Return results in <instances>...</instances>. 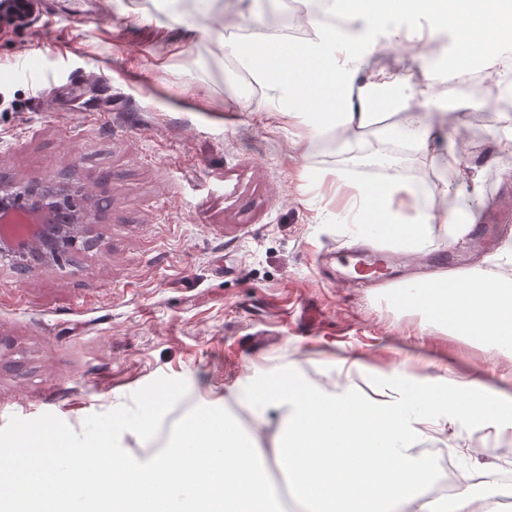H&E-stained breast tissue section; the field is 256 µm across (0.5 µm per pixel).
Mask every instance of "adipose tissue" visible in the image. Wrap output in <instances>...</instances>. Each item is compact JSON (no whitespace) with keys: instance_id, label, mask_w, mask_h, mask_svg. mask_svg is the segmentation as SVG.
I'll return each instance as SVG.
<instances>
[{"instance_id":"obj_1","label":"adipose tissue","mask_w":512,"mask_h":512,"mask_svg":"<svg viewBox=\"0 0 512 512\" xmlns=\"http://www.w3.org/2000/svg\"><path fill=\"white\" fill-rule=\"evenodd\" d=\"M323 14L315 21V37L296 51L256 41L239 52L285 99V108L273 116L308 119L315 127L336 125L351 130L366 124L379 83L361 81L360 74L373 49L372 35L384 28L391 41L430 38L435 28L409 29L400 17L413 13L417 0H306ZM464 11L453 13L455 46L449 53V70L466 72L484 64L500 67L508 82L496 93L512 99V49L487 53L484 40L465 30L467 15L479 13L503 32L512 20L501 16L489 0H465ZM453 206L438 212L437 199ZM478 197L462 200L450 183L434 194L416 185L393 181L362 184L358 210L362 235H377L411 251L432 225H442L451 239L464 238L479 215ZM407 305L473 340L498 350H512V283L480 272L463 281L440 275L422 288L405 287ZM233 397L250 410L276 406L279 422L268 443L241 433L228 416H196L172 435L170 448L151 461L147 476L111 460L107 451L93 456L76 452L77 467L61 469L51 454L1 465L0 476L17 496L33 486L50 487L78 480L86 467H94L112 492L125 502L148 507L150 512H170L166 492L179 488L186 497L200 498L205 512H282L258 471L266 462L296 474L314 471L309 483L294 484L304 512H477L471 485H464L453 501L423 499L417 487L431 472L430 462L415 450L428 433L446 431L458 417L494 419L499 429L512 430V394L447 374H427L414 379L390 378L370 394L346 389L329 393L305 382L296 369L283 373L279 384L257 386ZM219 445L224 466L253 473L252 482L229 485L209 474L205 452ZM364 455L381 464L380 480L358 471L353 461Z\"/></svg>"}]
</instances>
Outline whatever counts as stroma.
I'll return each instance as SVG.
<instances>
[{
  "label": "stroma",
  "mask_w": 512,
  "mask_h": 512,
  "mask_svg": "<svg viewBox=\"0 0 512 512\" xmlns=\"http://www.w3.org/2000/svg\"><path fill=\"white\" fill-rule=\"evenodd\" d=\"M370 69L412 78L452 139L476 108L453 77L431 83V60L398 54L377 32ZM292 39L263 15L226 0H39L25 23H0V182H79L105 207L96 247L62 267L22 275L0 263V459L30 449L87 445L113 429L116 457L140 463L167 449L199 414H221L224 394L275 382L296 365L326 391L371 390L400 371L425 374L415 351L462 375L512 377V352L435 329L407 308L397 282L333 286L340 264L322 253L355 247L350 209L357 182L384 183L362 156L404 145L401 123L341 139L287 120L261 122L273 94L236 46ZM487 137L468 150V175L406 145L416 184L441 180L490 201L512 180V154L496 132L512 113H491ZM348 172L353 181L336 180ZM356 355L361 373H348ZM153 412L154 440L131 424ZM445 447L457 469L512 476V436L460 418Z\"/></svg>",
  "instance_id": "1"
}]
</instances>
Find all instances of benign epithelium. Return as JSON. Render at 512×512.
Returning <instances> with one entry per match:
<instances>
[{"instance_id": "7a95c632", "label": "benign epithelium", "mask_w": 512, "mask_h": 512, "mask_svg": "<svg viewBox=\"0 0 512 512\" xmlns=\"http://www.w3.org/2000/svg\"><path fill=\"white\" fill-rule=\"evenodd\" d=\"M73 191L67 184H51L38 188L0 185V211L29 209L41 213L45 222L22 236L19 226L0 232V262L5 260L16 267L32 271L40 267L63 266L62 257L73 238H87L94 232L95 209L93 205L69 214L65 223L56 222L63 210L61 203L72 198Z\"/></svg>"}]
</instances>
